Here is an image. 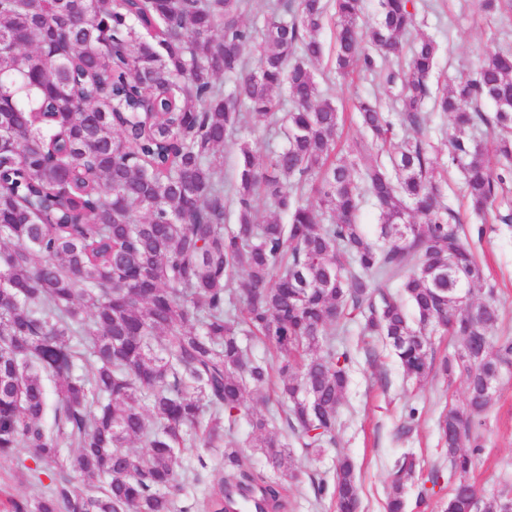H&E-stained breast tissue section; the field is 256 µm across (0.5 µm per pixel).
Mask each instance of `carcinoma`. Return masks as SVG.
Masks as SVG:
<instances>
[{
	"instance_id": "1",
	"label": "carcinoma",
	"mask_w": 512,
	"mask_h": 512,
	"mask_svg": "<svg viewBox=\"0 0 512 512\" xmlns=\"http://www.w3.org/2000/svg\"><path fill=\"white\" fill-rule=\"evenodd\" d=\"M250 0H0V460L25 452L27 475L50 483L14 512H175L186 478L181 448L224 447V473L207 512H229V491L281 506V481L297 478L287 424L318 454L336 443L350 353L344 322L384 336L404 372L430 369L429 336L445 316L483 341L481 363L461 339L440 370L466 378L463 406L440 420L442 452L456 481L445 509L474 508L467 478L481 445L463 447L493 395L512 341L491 350L499 319L491 301L465 302L483 267L444 203V175L426 141L433 108L453 117L448 160L464 173L481 217L504 183L473 136L493 129L512 163V53L488 48L475 74L434 93L438 46L420 36L416 0H267L263 25L245 22ZM334 25L326 48L318 33ZM259 49L257 67L244 55ZM355 69L396 91L390 107L356 102L368 138L336 152L342 112L323 95L315 64ZM227 79L230 87L218 82ZM493 104L494 115L481 110ZM285 143L257 160L239 142L233 180L218 150L252 120ZM404 133L385 164L393 126ZM380 234L358 224L364 196ZM263 197L288 222L262 220ZM235 223H227L228 206ZM397 282L417 318L384 288ZM258 338L267 357H248ZM278 377L273 413L248 397ZM59 383L52 426L45 380ZM246 420L278 473L267 479L224 436ZM134 439L145 451L127 450ZM76 446L73 454L62 449ZM420 462L394 464L387 512H405ZM337 512H357L351 460L336 466Z\"/></svg>"
}]
</instances>
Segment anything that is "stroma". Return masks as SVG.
<instances>
[{"label": "stroma", "mask_w": 512, "mask_h": 512, "mask_svg": "<svg viewBox=\"0 0 512 512\" xmlns=\"http://www.w3.org/2000/svg\"><path fill=\"white\" fill-rule=\"evenodd\" d=\"M431 7L418 17L417 32L433 36L439 53L433 83H452L459 70L475 69L487 45L512 46V9L493 14L482 11L476 0H429ZM318 79L337 105L351 108L362 96L387 99L388 91L371 85L362 76L337 75L330 59H323ZM449 207L457 211L486 280L472 290L476 299L494 298L500 317L489 338L492 347L512 340V177L500 191L495 208L485 219H477L467 208L460 170H449L445 187ZM344 343L351 352L349 385L338 413L336 442L316 456L308 455L293 440L285 425L276 432L289 440L297 480L289 483L280 512H335L332 496L336 460H353L359 486V512H386L394 463L411 452L422 469L406 489V512H443L449 483L432 486L431 470H447L440 455L438 421L442 411L461 406L466 382L441 373H430L423 381L406 376L384 337H365L361 323H348ZM411 424L407 440L396 438L397 429ZM482 450L469 479L483 500L500 495L512 497V371L503 372L491 407L473 430ZM180 474H201V482H187L176 497L179 512H203L212 482L224 469L220 448H186L176 458Z\"/></svg>", "instance_id": "35a3bbf8"}]
</instances>
